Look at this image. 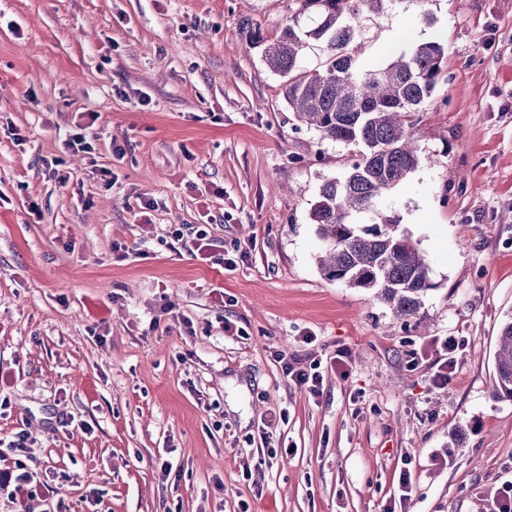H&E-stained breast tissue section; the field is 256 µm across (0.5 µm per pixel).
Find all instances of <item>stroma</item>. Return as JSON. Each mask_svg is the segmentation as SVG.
Listing matches in <instances>:
<instances>
[{
  "label": "stroma",
  "instance_id": "stroma-1",
  "mask_svg": "<svg viewBox=\"0 0 512 512\" xmlns=\"http://www.w3.org/2000/svg\"><path fill=\"white\" fill-rule=\"evenodd\" d=\"M295 8L0 0V438L28 434L30 512H489L512 495V400L491 396L512 313V0H398L372 26L374 62L447 49L423 158L380 204L435 285L406 321L316 266L311 208L359 149L296 121L242 48L243 23L271 38ZM87 112L92 161L60 137ZM199 224L246 260L195 258L173 233ZM445 336L456 370L437 387ZM278 351L321 363L322 396L287 383ZM266 429L289 452L244 470ZM165 454L179 477L160 478Z\"/></svg>",
  "mask_w": 512,
  "mask_h": 512
}]
</instances>
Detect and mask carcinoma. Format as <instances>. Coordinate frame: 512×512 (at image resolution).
<instances>
[{
  "label": "carcinoma",
  "instance_id": "cac0c4a2",
  "mask_svg": "<svg viewBox=\"0 0 512 512\" xmlns=\"http://www.w3.org/2000/svg\"><path fill=\"white\" fill-rule=\"evenodd\" d=\"M297 8L279 35L269 40L246 30V47H264L273 71L287 78L283 96L302 124L324 140L361 147L340 179L324 182L311 208L322 241L317 258L329 281L375 291L398 318L417 315L434 288L430 269L400 219L378 202L403 182L421 160L413 129L418 112L441 80L445 46L412 43L377 63H365L364 23L394 0H295ZM325 45L313 70L301 69L307 49ZM495 399H512V315L502 323L495 353Z\"/></svg>",
  "mask_w": 512,
  "mask_h": 512
}]
</instances>
